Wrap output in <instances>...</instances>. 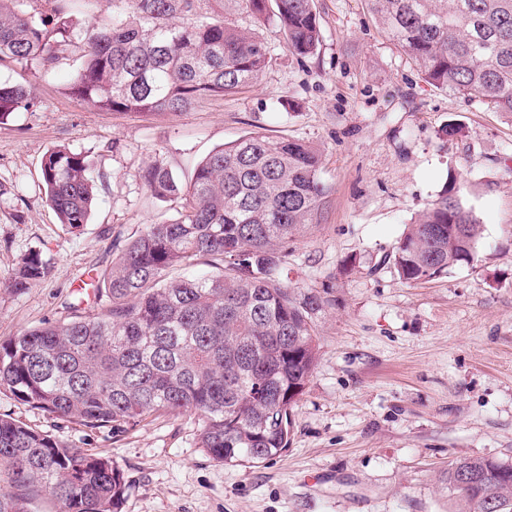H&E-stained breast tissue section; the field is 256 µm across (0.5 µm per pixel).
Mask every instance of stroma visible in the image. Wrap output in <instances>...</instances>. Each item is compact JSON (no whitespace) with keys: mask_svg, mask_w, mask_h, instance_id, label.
<instances>
[{"mask_svg":"<svg viewBox=\"0 0 512 512\" xmlns=\"http://www.w3.org/2000/svg\"><path fill=\"white\" fill-rule=\"evenodd\" d=\"M320 44L292 55L261 29L270 62L250 86L181 112L98 110L70 97L72 67L0 66L30 110L0 122V342L63 319L97 271L146 225L174 215L139 178L159 161L180 177L254 131L312 143L330 186L320 225L288 251L282 279L328 300L319 358L292 408L289 447L222 464L198 445L192 413L118 435L64 423L0 392V414L105 457L129 486L121 512H446L450 460H512V121L425 81L376 23L368 0H315ZM85 153L98 189L69 232L45 200L40 163ZM456 184L481 234L473 261L417 284L389 256L408 224ZM50 273L17 292L18 259Z\"/></svg>","mask_w":512,"mask_h":512,"instance_id":"1","label":"stroma"}]
</instances>
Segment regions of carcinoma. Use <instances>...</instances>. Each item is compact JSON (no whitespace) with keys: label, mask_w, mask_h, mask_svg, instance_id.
Listing matches in <instances>:
<instances>
[{"label":"carcinoma","mask_w":512,"mask_h":512,"mask_svg":"<svg viewBox=\"0 0 512 512\" xmlns=\"http://www.w3.org/2000/svg\"><path fill=\"white\" fill-rule=\"evenodd\" d=\"M0 0V63L57 68L76 56L68 93L101 110L184 111L253 82L265 43L215 14L213 0H112V19L81 25L75 0H51L53 18ZM274 21L299 58L320 43L314 0H241ZM424 79L471 96L512 120V0H369ZM26 88L0 82V120L27 111ZM312 144L250 132L208 154L184 185L156 161L141 171L176 218L130 238L91 284L101 311L67 303L64 319L0 344V390L64 422L124 433L164 413L192 412L199 447L215 461L266 462L288 448L292 407L318 361L315 319L326 300L295 292L278 272L296 236L319 224L329 188ZM48 205L75 232L97 200L86 155L65 146L41 165ZM480 221L456 187L409 225L389 260L413 284L470 262ZM24 254L9 287L48 275ZM448 512H512V463L452 460ZM127 483L110 460L0 416V512H119Z\"/></svg>","instance_id":"carcinoma-1"}]
</instances>
